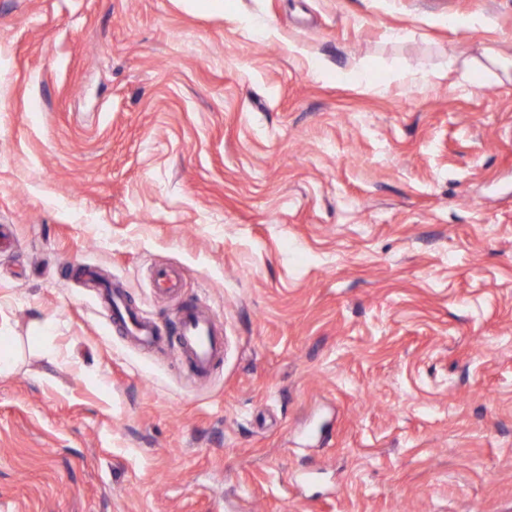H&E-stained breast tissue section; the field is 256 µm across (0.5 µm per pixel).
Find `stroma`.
I'll return each mask as SVG.
<instances>
[{
  "label": "stroma",
  "instance_id": "obj_1",
  "mask_svg": "<svg viewBox=\"0 0 512 512\" xmlns=\"http://www.w3.org/2000/svg\"><path fill=\"white\" fill-rule=\"evenodd\" d=\"M493 50L512 0H0V512H512ZM101 305L116 326L143 347L167 348L197 376H205L224 359V326L196 305L180 306L174 313V335L162 336L156 322L129 305L118 282L105 287Z\"/></svg>",
  "mask_w": 512,
  "mask_h": 512
}]
</instances>
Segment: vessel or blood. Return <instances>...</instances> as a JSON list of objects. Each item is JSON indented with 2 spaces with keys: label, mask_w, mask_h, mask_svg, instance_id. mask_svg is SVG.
<instances>
[{
  "label": "vessel or blood",
  "mask_w": 512,
  "mask_h": 512,
  "mask_svg": "<svg viewBox=\"0 0 512 512\" xmlns=\"http://www.w3.org/2000/svg\"><path fill=\"white\" fill-rule=\"evenodd\" d=\"M101 305L112 324L139 345L169 349L195 375L211 373L224 358V326L201 307H178L174 313V333L167 337L160 334L152 318L126 302L120 283L106 288Z\"/></svg>",
  "instance_id": "vessel-or-blood-1"
}]
</instances>
